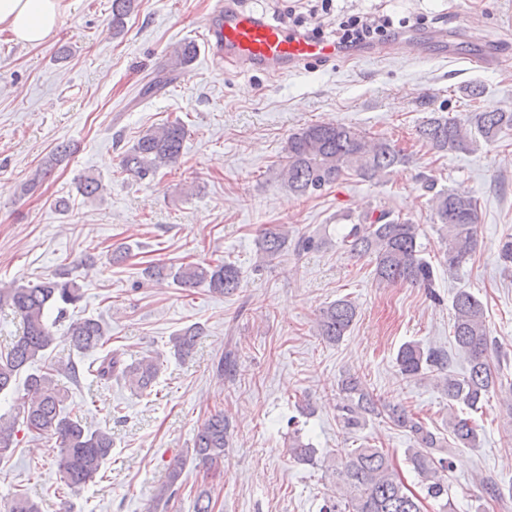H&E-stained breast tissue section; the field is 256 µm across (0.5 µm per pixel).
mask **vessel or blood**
I'll list each match as a JSON object with an SVG mask.
<instances>
[{
	"mask_svg": "<svg viewBox=\"0 0 512 512\" xmlns=\"http://www.w3.org/2000/svg\"><path fill=\"white\" fill-rule=\"evenodd\" d=\"M209 32L214 50L244 69L260 67L272 74H285L314 60L342 55L336 43L305 36L283 24H274L254 14L232 8L229 0H216L211 9ZM434 55H455L457 42L452 30L430 35Z\"/></svg>",
	"mask_w": 512,
	"mask_h": 512,
	"instance_id": "vessel-or-blood-1",
	"label": "vessel or blood"
}]
</instances>
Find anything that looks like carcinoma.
<instances>
[{
	"label": "carcinoma",
	"instance_id": "obj_1",
	"mask_svg": "<svg viewBox=\"0 0 512 512\" xmlns=\"http://www.w3.org/2000/svg\"><path fill=\"white\" fill-rule=\"evenodd\" d=\"M138 0H112V30L124 29V19L137 6ZM197 54L194 42L175 46L170 57V71L176 72L192 62ZM505 128H512L510 112H474L465 122L443 115L431 116L417 129L418 138L438 152L467 151L474 144L472 134L485 142L495 141ZM188 131L179 120L152 127L121 156L122 173L142 182L161 169L176 165ZM71 154L68 143L58 145L49 158L35 170L31 183L48 178L55 166ZM409 162L407 154L385 138L368 135L356 126L336 123H314L293 132L284 148L280 176L288 190L307 196L326 186L337 184L348 176L364 180L379 177L388 168ZM422 188L431 194L429 203L434 223L440 225L445 240L448 272L458 270L477 248L476 224L478 201L460 189L435 190V180L422 177ZM78 191L87 199H95L103 191L101 180L85 176ZM419 226L390 210L377 213L364 211L353 219L338 245L352 257H370L374 276L379 284H409L432 288L433 269L421 255L418 243ZM288 228L284 224H267L259 234L257 252L270 263L288 251ZM153 280L172 279L183 288L205 285L214 293L231 295L240 288V270L227 261L183 263L178 267L155 264L143 270ZM83 298L76 280L65 276L46 277L36 283L14 284L0 289V309L11 310L21 321L20 333L9 347L0 351V394L9 392L17 378L25 376L24 395L12 413L0 416V456L18 444L17 434L25 431L33 437H50L58 443L55 464L59 480L67 487H81L91 482L112 453V435L101 429L91 430L73 418L66 409L68 395L54 380L53 374L36 367L45 359L53 342L49 312L57 317L66 313V306L76 305ZM453 341L463 354L469 368L462 376L445 373L446 351L409 341L402 344L395 363L400 375L409 380L433 378L448 399L478 410L489 394L503 387L498 368L491 354L498 352V343L490 335L482 302L470 292L458 290L452 302ZM358 316L357 306L342 298L324 308L317 319V335L336 344L350 331ZM70 342L79 354L95 352L104 344L105 329L93 318L72 321L68 328ZM202 334L199 326H188L172 338L173 354L189 357ZM96 376L106 384L122 381L134 392L152 391L163 363L152 355H144L130 363L120 355L105 354L94 360ZM219 378L231 379L237 373V353L230 348L214 365ZM340 419L343 427H360L369 416H384L394 426L412 436L415 446L407 449V460L420 478L427 496L440 499L448 495V459L437 458L433 450L438 439L423 421L402 404L382 401L368 390L361 378L349 375L340 388ZM232 422L218 410L197 428L193 440L192 460L206 471L216 470L224 462ZM448 432L460 445L473 448L477 430L468 418L452 417ZM288 451L294 460L312 464L316 449L300 435L290 438ZM185 460L172 465L167 481L158 489L153 510H166L177 495L178 481ZM338 493L327 497L321 512H422L421 500L405 486L404 480L388 453L365 446L355 449L336 463ZM8 512H39L38 505L25 492L14 495Z\"/></svg>",
	"mask_w": 512,
	"mask_h": 512
}]
</instances>
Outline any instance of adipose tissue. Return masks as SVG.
I'll return each mask as SVG.
<instances>
[{
  "instance_id": "ef3b65f1",
  "label": "adipose tissue",
  "mask_w": 512,
  "mask_h": 512,
  "mask_svg": "<svg viewBox=\"0 0 512 512\" xmlns=\"http://www.w3.org/2000/svg\"><path fill=\"white\" fill-rule=\"evenodd\" d=\"M68 7V0H0V32L24 44H42L55 35Z\"/></svg>"
}]
</instances>
